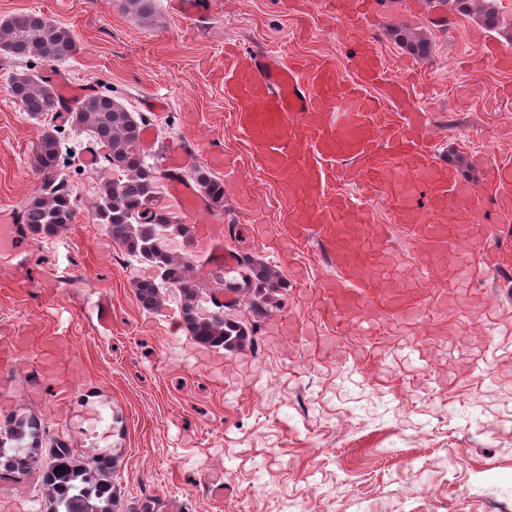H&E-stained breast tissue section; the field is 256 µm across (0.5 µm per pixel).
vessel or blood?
Here are the masks:
<instances>
[{"label": "vessel or blood", "instance_id": "obj_1", "mask_svg": "<svg viewBox=\"0 0 512 512\" xmlns=\"http://www.w3.org/2000/svg\"><path fill=\"white\" fill-rule=\"evenodd\" d=\"M373 0H323L326 13L351 16L355 8L371 11ZM355 74L364 84L386 77L383 59L372 42H363L351 59ZM338 65L318 62L300 68L274 54L248 52L224 58V92L235 101V127L253 151L257 168L272 177L306 185L309 199L289 201L284 219L294 235H320L327 250H334L351 205L325 199L328 185L354 180L362 186L385 182L390 166L380 145L392 146L395 154L414 165L417 179L425 184L433 203H441L451 193L493 198L504 222H512V159L488 166L479 182L464 181L457 168L437 161L416 136L406 134L401 122L381 116V107L354 88H345L336 79ZM353 159L350 168L336 169L333 158ZM190 159L183 148H174L164 167L168 179L165 196L181 212L193 216L203 207L199 189L175 179L176 170ZM25 237L15 213L0 211V264L8 268L14 281L24 280L27 263L23 258ZM474 250L485 252L486 262L496 268L512 266V246L498 245L486 252L484 242ZM363 310L371 316L386 313V297L377 282L363 284Z\"/></svg>", "mask_w": 512, "mask_h": 512}]
</instances>
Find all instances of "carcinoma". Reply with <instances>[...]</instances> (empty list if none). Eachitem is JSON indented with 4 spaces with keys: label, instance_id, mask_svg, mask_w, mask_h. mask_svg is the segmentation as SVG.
Returning <instances> with one entry per match:
<instances>
[{
    "label": "carcinoma",
    "instance_id": "1",
    "mask_svg": "<svg viewBox=\"0 0 512 512\" xmlns=\"http://www.w3.org/2000/svg\"><path fill=\"white\" fill-rule=\"evenodd\" d=\"M129 12L141 19L153 15L154 0H126ZM448 22L478 11L484 24L499 21L497 0H434ZM395 42L419 58L429 56L432 45L423 33L408 29L393 34ZM75 49L74 35L39 14L21 13L0 22V51L8 60L43 58L63 60ZM10 93L33 116L66 113V121L89 137L97 147L98 167L104 177L95 187L94 215L112 241L154 269L156 276L134 283L143 310L157 312L165 306L169 290L179 294L182 328L193 342L238 354L255 344L256 323L231 311L244 304L253 319L277 307L283 281L277 270L250 254L238 258L235 278L211 276L200 282L192 276L193 258L166 251L164 235L183 237L188 227L157 204L161 167L147 161L141 138L147 118L130 111L119 99L107 95L84 96L69 104L49 81L25 70L14 73ZM62 152L53 131L46 130L36 147L39 186L23 203L19 221L41 238L67 228L75 215V201L60 172ZM193 183L211 211L224 207V186L204 167H190ZM115 459L101 454L80 458L69 444L49 438L45 423L35 414L9 413L0 430V477L19 481L38 478L50 512H119L112 483Z\"/></svg>",
    "mask_w": 512,
    "mask_h": 512
}]
</instances>
